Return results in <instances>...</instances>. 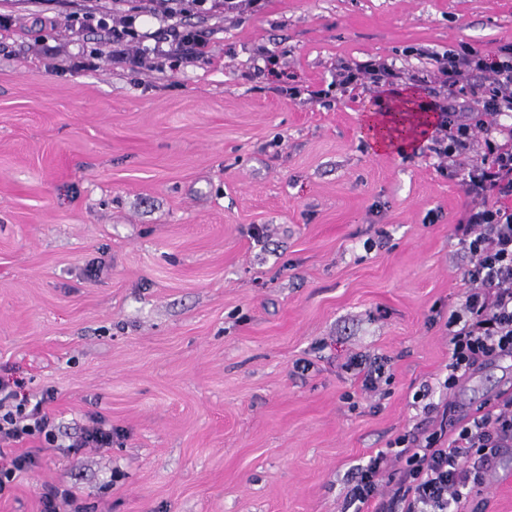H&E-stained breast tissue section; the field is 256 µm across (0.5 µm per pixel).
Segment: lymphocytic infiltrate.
Returning <instances> with one entry per match:
<instances>
[{
    "instance_id": "1",
    "label": "lymphocytic infiltrate",
    "mask_w": 512,
    "mask_h": 512,
    "mask_svg": "<svg viewBox=\"0 0 512 512\" xmlns=\"http://www.w3.org/2000/svg\"><path fill=\"white\" fill-rule=\"evenodd\" d=\"M430 59L424 73L374 57L343 63L336 84L356 90L437 83L429 103L437 114L432 152L447 160L481 144L462 177L468 210L454 227L471 266L462 275L463 300L448 314L447 374L440 385L449 390L483 364L512 357V46L490 54L463 45ZM53 398L48 389L30 400L0 377V440L56 441L55 422L45 410ZM511 447L512 397L487 403L467 422L443 420L377 450L357 467L347 505L352 512H458L484 484L490 456Z\"/></svg>"
}]
</instances>
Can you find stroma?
Instances as JSON below:
<instances>
[{
	"mask_svg": "<svg viewBox=\"0 0 512 512\" xmlns=\"http://www.w3.org/2000/svg\"><path fill=\"white\" fill-rule=\"evenodd\" d=\"M0 0V376L39 398L57 444L0 442L90 512H341L350 472L400 435L512 390L488 362L425 413L470 258L468 198L430 135L372 150L346 61L512 44V0H261L194 8L180 34L138 0ZM114 29L141 32L116 41ZM299 91L285 95V87ZM322 93L310 99V91ZM378 358L362 390L347 368ZM101 413L109 451L67 443ZM463 512H512V448ZM350 366L357 370L356 375L360 377L364 390L373 391L376 389V384L384 373L382 364H376L375 361L373 364H366L354 359Z\"/></svg>",
	"mask_w": 512,
	"mask_h": 512,
	"instance_id": "1",
	"label": "stroma"
}]
</instances>
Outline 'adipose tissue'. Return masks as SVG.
I'll return each instance as SVG.
<instances>
[{
	"mask_svg": "<svg viewBox=\"0 0 512 512\" xmlns=\"http://www.w3.org/2000/svg\"><path fill=\"white\" fill-rule=\"evenodd\" d=\"M434 116L415 103L412 92L394 95L387 106H369L363 117L365 132L374 150L408 149L432 124Z\"/></svg>",
	"mask_w": 512,
	"mask_h": 512,
	"instance_id": "adipose-tissue-1",
	"label": "adipose tissue"
}]
</instances>
